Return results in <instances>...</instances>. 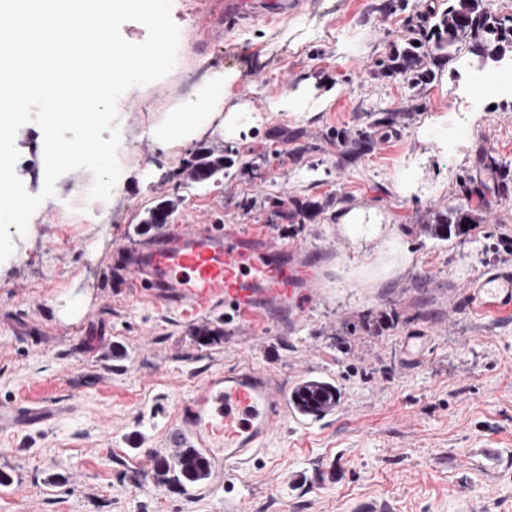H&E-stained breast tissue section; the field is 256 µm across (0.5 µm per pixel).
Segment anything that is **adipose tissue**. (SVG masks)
<instances>
[{"mask_svg": "<svg viewBox=\"0 0 512 512\" xmlns=\"http://www.w3.org/2000/svg\"><path fill=\"white\" fill-rule=\"evenodd\" d=\"M224 92L216 90L201 101L170 113L166 122L154 127L150 136L162 147H184L205 135L224 131Z\"/></svg>", "mask_w": 512, "mask_h": 512, "instance_id": "obj_1", "label": "adipose tissue"}]
</instances>
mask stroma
I'll list each match as a JSON object with an SVG mask.
<instances>
[{
	"label": "stroma",
	"instance_id": "stroma-1",
	"mask_svg": "<svg viewBox=\"0 0 512 512\" xmlns=\"http://www.w3.org/2000/svg\"><path fill=\"white\" fill-rule=\"evenodd\" d=\"M457 0H307L279 21L224 24V0H172L179 28L170 74L117 101L121 175L106 201H88L91 172L62 175L54 197L14 236L0 262V408L50 407L41 422L0 427V512H512V315L466 305L465 287L512 264V97L483 98L461 123L450 109L478 76L512 59L469 39L392 72L412 40H435ZM224 91V133L202 145L232 149L221 181L184 188L189 151L148 134L184 101ZM29 194L44 185V135L14 139ZM175 224L217 220L275 243L328 254L325 290L291 331L241 329L223 307L186 319L127 291L121 250L149 239L158 201ZM480 221L428 237L435 213ZM84 299L63 320L62 297ZM219 331L213 344L202 327ZM423 339L406 364L403 339ZM242 364L286 387L323 377L337 412L286 418L267 447L224 477V434L200 426L214 461L194 487L161 483L167 454L203 388H222Z\"/></svg>",
	"mask_w": 512,
	"mask_h": 512
}]
</instances>
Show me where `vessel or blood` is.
<instances>
[{
    "label": "vessel or blood",
    "mask_w": 512,
    "mask_h": 512,
    "mask_svg": "<svg viewBox=\"0 0 512 512\" xmlns=\"http://www.w3.org/2000/svg\"><path fill=\"white\" fill-rule=\"evenodd\" d=\"M304 0H224V16L296 12ZM126 285L137 298L183 314L223 304L240 325L276 323L296 328L324 285L323 271L302 243L276 244L261 232L227 224H170L125 264ZM473 309L512 312V267L493 268L468 285ZM191 427L172 429L166 445L192 439L205 416L224 427V473L232 475L262 451L282 423L288 391L275 376L251 366L225 371L223 388L204 390Z\"/></svg>",
    "instance_id": "b4317fda"
}]
</instances>
